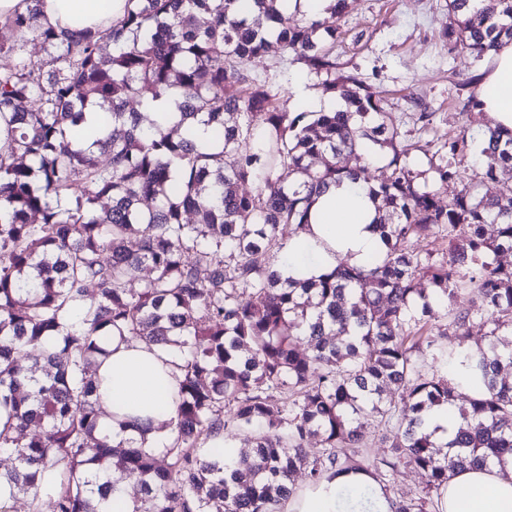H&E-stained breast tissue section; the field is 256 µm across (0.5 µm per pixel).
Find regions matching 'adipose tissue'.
I'll return each instance as SVG.
<instances>
[{
  "label": "adipose tissue",
  "instance_id": "ef3b65f1",
  "mask_svg": "<svg viewBox=\"0 0 512 512\" xmlns=\"http://www.w3.org/2000/svg\"><path fill=\"white\" fill-rule=\"evenodd\" d=\"M125 0H0V22L14 13L37 9L39 22L60 30L105 29L118 21ZM478 109L491 126L512 130V43L493 51L478 89ZM370 186L343 179L315 201L309 228L288 241L275 269L281 279L319 277L340 263L366 265L385 248L373 220ZM111 355L98 371L96 396L106 413L113 443L135 437L133 422L147 425V445L160 449V424L177 410L181 372L163 349L113 337ZM391 495L364 472H345L299 487L282 512H395ZM439 512H512V459L504 466L466 468L440 490Z\"/></svg>",
  "mask_w": 512,
  "mask_h": 512
}]
</instances>
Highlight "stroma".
Listing matches in <instances>:
<instances>
[{
	"label": "stroma",
	"instance_id": "35a3bbf8",
	"mask_svg": "<svg viewBox=\"0 0 512 512\" xmlns=\"http://www.w3.org/2000/svg\"><path fill=\"white\" fill-rule=\"evenodd\" d=\"M447 21L446 0H350L332 49L339 66L357 73L396 117L413 145L410 162L418 171L428 168L424 152L432 141L465 132L477 137L488 127L485 116L468 105L471 90L463 85L485 65L467 53L449 52L442 36ZM251 70L278 85L290 111H298L303 95L310 111L327 100L323 75L306 70L279 45L254 60ZM421 112L432 113V129H422Z\"/></svg>",
	"mask_w": 512,
	"mask_h": 512
}]
</instances>
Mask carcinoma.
<instances>
[{
  "instance_id": "obj_1",
  "label": "carcinoma",
  "mask_w": 512,
  "mask_h": 512,
  "mask_svg": "<svg viewBox=\"0 0 512 512\" xmlns=\"http://www.w3.org/2000/svg\"><path fill=\"white\" fill-rule=\"evenodd\" d=\"M235 2L126 0L112 27L78 36L38 27L35 8L0 25L18 35L0 44V454L13 459L0 480L12 500L31 495L30 512H102L128 483L134 512H275L300 470L312 483L362 470L386 489L405 465L427 486L398 512H436L454 470L512 457V382L501 378L512 350L468 343L476 325L512 336V265L490 258L512 252V183L497 174L512 166V131L440 143L428 190L392 114L357 75L336 74L328 44L348 0L302 21L289 0H253L249 18ZM447 9L449 51L482 62L512 42V0ZM26 31L51 68L23 55ZM273 42L325 73L344 110L288 111L251 74ZM171 96V126L131 108ZM89 111L97 135L85 147ZM477 143L486 166L466 180ZM358 153L389 171L373 189L386 251L281 281L279 227L305 229L314 197L351 175L343 156ZM107 336L180 361L159 452L112 444L102 423L93 394ZM391 386L399 399L383 397ZM458 386L474 395L443 454L424 416ZM376 422L387 451L367 459ZM233 433L252 447L229 462L212 442ZM311 437L324 448L313 459Z\"/></svg>"
}]
</instances>
